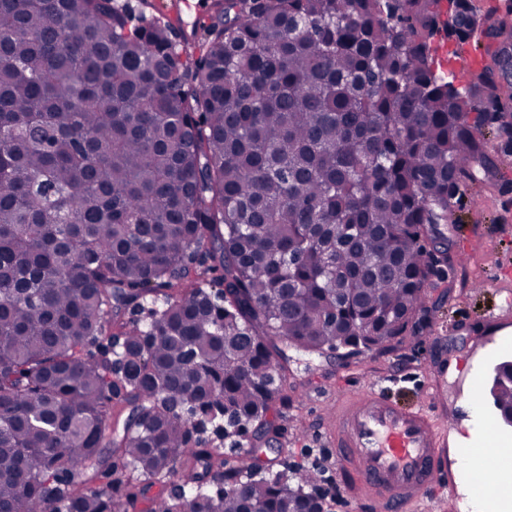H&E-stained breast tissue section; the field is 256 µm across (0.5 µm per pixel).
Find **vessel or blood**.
I'll return each mask as SVG.
<instances>
[{"mask_svg": "<svg viewBox=\"0 0 512 512\" xmlns=\"http://www.w3.org/2000/svg\"><path fill=\"white\" fill-rule=\"evenodd\" d=\"M423 402L407 407L385 384L349 393L324 428L356 512H411L445 485L448 430L439 393L422 384Z\"/></svg>", "mask_w": 512, "mask_h": 512, "instance_id": "obj_1", "label": "vessel or blood"}]
</instances>
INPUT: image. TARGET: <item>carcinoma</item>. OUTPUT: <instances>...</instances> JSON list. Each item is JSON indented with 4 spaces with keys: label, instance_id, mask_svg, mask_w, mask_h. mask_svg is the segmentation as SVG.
I'll list each match as a JSON object with an SVG mask.
<instances>
[{
    "label": "carcinoma",
    "instance_id": "obj_1",
    "mask_svg": "<svg viewBox=\"0 0 512 512\" xmlns=\"http://www.w3.org/2000/svg\"><path fill=\"white\" fill-rule=\"evenodd\" d=\"M199 27L193 59L114 0H0V512H322L318 471L229 468L224 438L277 431L286 350L416 333L455 204L498 182L512 22L474 0Z\"/></svg>",
    "mask_w": 512,
    "mask_h": 512
}]
</instances>
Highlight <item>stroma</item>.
<instances>
[{
    "label": "stroma",
    "mask_w": 512,
    "mask_h": 512,
    "mask_svg": "<svg viewBox=\"0 0 512 512\" xmlns=\"http://www.w3.org/2000/svg\"><path fill=\"white\" fill-rule=\"evenodd\" d=\"M210 4L211 0H126L133 16L159 18L184 30L204 17ZM497 161L501 180L496 188L474 187L455 211L453 236L469 234L473 244L467 249L453 245L450 263L455 282L429 287L425 322L416 334L365 353L289 351L288 382L270 411L280 435L273 446L263 448L260 465L277 470L315 467L320 487L339 485L332 450L320 433L325 414L352 390L370 386L404 365L409 377L392 387L391 396L399 403L414 404L430 357L446 359L448 364L438 380L448 415L449 469L457 467L458 439L468 433L473 401H480L486 411L484 444L512 445V425L503 421L490 394L495 367L512 361V320L486 323L487 311L500 299L494 290L479 285L492 267L512 260V154L498 155Z\"/></svg>",
    "instance_id": "obj_1"
}]
</instances>
